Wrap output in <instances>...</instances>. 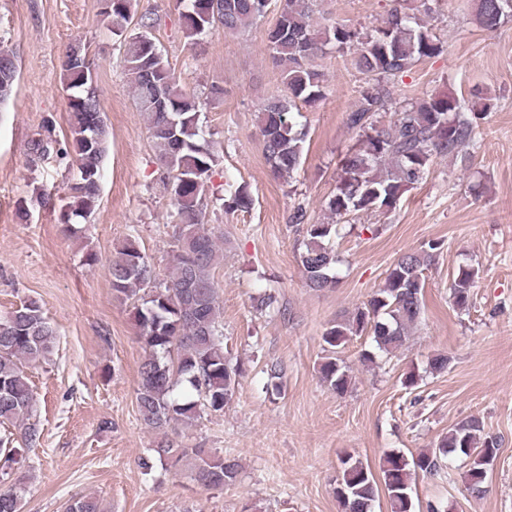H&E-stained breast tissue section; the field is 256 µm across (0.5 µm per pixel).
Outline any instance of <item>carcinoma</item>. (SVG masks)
Segmentation results:
<instances>
[{
    "mask_svg": "<svg viewBox=\"0 0 512 512\" xmlns=\"http://www.w3.org/2000/svg\"><path fill=\"white\" fill-rule=\"evenodd\" d=\"M278 16L267 31L271 57L281 67L288 97L267 100L259 116L263 152L272 173L289 178L304 154L309 130L292 118L298 103L314 104L324 98V86L316 61L327 50L354 49L353 64L374 84L362 91L346 124L358 135L357 145L342 160V174L327 208L336 216L361 211H390L400 198L419 184L437 155H455L474 134L476 115L493 107L478 108L450 94L432 95L396 113L385 125L379 120L391 90L388 82L425 57L440 51V43L420 19L395 7L383 25L363 32L344 25L323 28L311 22L318 0H279ZM187 42L195 44L216 31L245 32L262 22L268 8L263 0H179ZM100 15L112 34L120 38L123 73L133 92L138 111L146 115L151 141L163 169L164 193L173 211L169 241V275L159 279L156 268L130 239L108 265L112 290L133 304L145 355L140 362L137 407L142 423L159 439L155 453L172 466L193 460L191 478L204 489H222L238 477V461L215 457L202 448H184L169 437L177 425L188 426L206 413L224 411L232 400L242 370L224 352V327L220 321L219 288L212 269L220 259L218 237L205 229V201L218 159L204 138L195 97L180 86L168 57L153 39L156 19L141 14L138 32L125 35L133 18V0H110ZM476 21L487 30L512 18L509 0H477ZM67 92L70 141L59 147L52 134L30 141L32 159L52 152L75 154L76 173L58 204V220L77 232L98 206L101 179L108 156L110 129L102 112L95 69L88 47L75 41L62 60ZM18 75L14 56L0 55V103L12 90ZM226 210L249 208L251 199L242 187L226 184L215 197ZM336 221L305 224L299 243V263L308 286L321 291L336 284L338 256L331 241L341 236ZM440 244L430 242L417 252L403 254L389 271L384 286L344 322L322 336L330 356L319 366L320 378L338 393L347 392L348 370L337 349L352 336L368 334L373 350L363 359L373 361L401 349L419 322L424 309L422 276L435 263ZM477 270L459 267L450 287L452 304L459 310L472 305ZM58 341L55 327L44 317L38 300L29 298L0 316V450L4 463L18 470L21 451L38 445L41 430L33 420L36 399L26 368L49 359ZM502 445L501 439L484 433L482 421L471 417L448 430L437 447L411 458L392 453L384 459L381 476L359 460H342L336 498L341 512H371L379 493H384L392 512H415L410 495L411 475L437 476L444 458L462 460L465 490L473 497L488 491L489 462ZM11 481L0 490V512H22L24 476L7 472ZM64 512H104L92 495L72 499Z\"/></svg>",
    "mask_w": 512,
    "mask_h": 512,
    "instance_id": "1",
    "label": "carcinoma"
}]
</instances>
